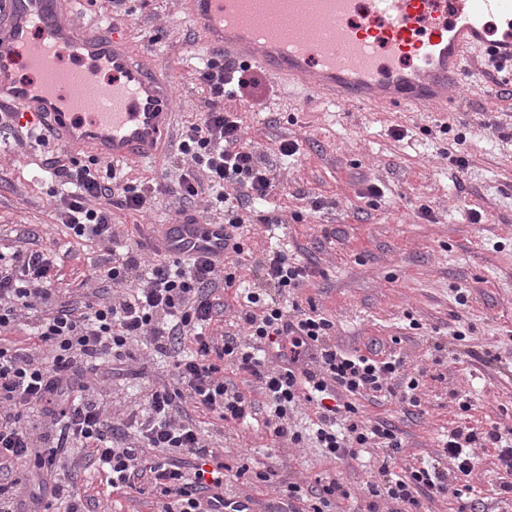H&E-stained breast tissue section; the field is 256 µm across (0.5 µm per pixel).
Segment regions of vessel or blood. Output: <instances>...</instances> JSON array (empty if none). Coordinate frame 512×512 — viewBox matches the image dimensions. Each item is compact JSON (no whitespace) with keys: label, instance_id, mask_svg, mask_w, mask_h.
Listing matches in <instances>:
<instances>
[{"label":"vessel or blood","instance_id":"b4317fda","mask_svg":"<svg viewBox=\"0 0 512 512\" xmlns=\"http://www.w3.org/2000/svg\"><path fill=\"white\" fill-rule=\"evenodd\" d=\"M250 0H181L207 47L302 83L325 101L454 112V95L478 51L498 79L512 83V0H266L304 18L319 13L336 39L303 38L283 53L257 39ZM47 113L54 137L112 164L145 160L164 146L170 107L168 73L134 59L110 27L78 28L62 0H6L0 7V103ZM223 224L166 225L161 245L173 253L223 259Z\"/></svg>","mask_w":512,"mask_h":512}]
</instances>
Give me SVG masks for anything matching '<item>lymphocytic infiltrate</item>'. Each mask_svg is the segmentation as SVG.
Instances as JSON below:
<instances>
[{
	"mask_svg": "<svg viewBox=\"0 0 512 512\" xmlns=\"http://www.w3.org/2000/svg\"><path fill=\"white\" fill-rule=\"evenodd\" d=\"M246 71L220 51L198 68L210 97L183 133L175 159L180 199L211 194L216 212L235 230L279 185L272 164L224 106L225 85H259ZM44 166L61 187L55 195L60 224L71 238L108 245L111 258L90 275L99 284L93 300L80 303L57 288L53 253L0 252V512H90V499L76 490L87 466L113 492L150 494L157 512H247L250 497L224 495V434L202 428L201 417L221 423L258 417L276 441L297 445L303 436L288 414L303 401L318 410L315 438L330 456L381 449L377 476L364 489L367 512H380L387 500L403 512H425L428 500L447 493L458 498L457 512H476L471 485L449 490L439 467H415L405 476L391 471L403 450L397 429L363 421L349 398L369 391L410 401L419 381L398 385L400 359L348 354L333 344V322L299 299L311 269L287 245L257 262L263 287L238 293V332L217 336L210 331L215 292L233 287L235 274L197 254L147 260L121 244L112 224L113 206L145 212L166 186L153 179L134 184L111 170L101 176L64 152ZM22 325L30 330L28 342L9 340ZM155 360L164 363L167 383L146 387L133 403L113 400V375H144ZM228 365L250 378L253 395L226 380ZM486 445L497 448L511 473L512 434L497 425L453 431L442 452L467 477L476 465L473 448ZM29 461L34 470L22 490L13 473ZM253 479L302 504L303 512H326L352 496L338 480L304 485L272 468Z\"/></svg>",
	"mask_w": 512,
	"mask_h": 512,
	"instance_id": "f902f5d3",
	"label": "lymphocytic infiltrate"
}]
</instances>
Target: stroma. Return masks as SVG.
Instances as JSON below:
<instances>
[{
  "label": "stroma",
  "instance_id": "35a3bbf8",
  "mask_svg": "<svg viewBox=\"0 0 512 512\" xmlns=\"http://www.w3.org/2000/svg\"><path fill=\"white\" fill-rule=\"evenodd\" d=\"M64 6L83 29L108 21L138 59L170 71L169 141L154 158L126 169L133 180L177 179L168 158L204 106L195 71L209 48L177 0H127L121 13L111 0ZM471 62L475 75L458 90L460 110L453 114L326 107L302 86L270 76L260 88L225 95L246 139L276 166L280 185L268 207L283 221L270 237L262 213H251L241 229L245 261L237 283L260 286L255 263L263 250L274 238L288 244L313 269L301 297L333 322L336 346L376 359L395 356L407 376L419 379L414 406L384 396L355 399L364 420H384L399 431L404 450L393 469L440 462L450 490L470 483L484 512H512V496L502 490L512 475L501 470L495 448H476L478 466L466 481L454 460L441 455L453 430L512 429V94L494 83L480 55ZM397 128L404 138L394 137ZM288 140L298 143V153L279 157V144ZM60 150L53 140L34 145L31 126L0 125V248L17 245L22 235L37 238L58 254L61 287L81 294L107 253L69 242L56 220L58 185L41 161ZM373 185L379 195L370 194ZM178 208L174 200L144 215L116 208L112 222L128 242L148 244ZM314 420L307 404L291 413V425L307 437L299 448L275 443L257 422L225 425V491L251 497L255 512H269L278 493L243 485L234 470L272 467L294 482H344L354 495L331 512H364L360 489L381 452L328 458L309 439ZM78 483L90 498L110 499L114 512H152L147 496L110 493L94 470L82 471Z\"/></svg>",
  "mask_w": 512,
  "mask_h": 512
}]
</instances>
